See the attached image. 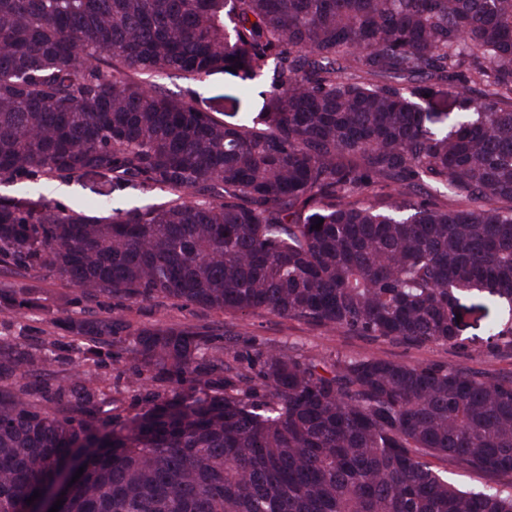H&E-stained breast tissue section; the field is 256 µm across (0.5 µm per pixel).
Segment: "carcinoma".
Wrapping results in <instances>:
<instances>
[{"mask_svg":"<svg viewBox=\"0 0 512 512\" xmlns=\"http://www.w3.org/2000/svg\"><path fill=\"white\" fill-rule=\"evenodd\" d=\"M233 67L226 122L146 78ZM443 96L446 112H426ZM167 193L102 217L0 197V266L73 301L160 300L354 336L512 349V0H0V182ZM321 224L320 229L314 225ZM40 307L0 288V316ZM95 364L164 380L99 413L93 372L24 383L55 342L0 335V512L56 468L59 512H512V376L269 345L192 325L50 319ZM489 478L478 489L432 463Z\"/></svg>","mask_w":512,"mask_h":512,"instance_id":"obj_1","label":"carcinoma"}]
</instances>
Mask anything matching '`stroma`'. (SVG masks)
Listing matches in <instances>:
<instances>
[{"label": "stroma", "mask_w": 512, "mask_h": 512, "mask_svg": "<svg viewBox=\"0 0 512 512\" xmlns=\"http://www.w3.org/2000/svg\"><path fill=\"white\" fill-rule=\"evenodd\" d=\"M155 82L168 92L186 95L195 106L212 112L218 118L236 110H257L262 102L256 91L241 98L240 102H233L232 97L237 94L235 80L221 73L196 81L163 75L156 77ZM0 196L13 198L24 205L80 206L91 215L96 214L97 203L108 196L113 199V207L122 209L160 203L166 198L165 193L159 190L147 194L132 189L113 192L110 180L100 175H89L68 185L43 182L22 187L0 183ZM3 283L33 289L43 305L42 311L12 325H0V332L16 336L17 344L23 350L40 347L50 340L51 328L45 320L46 314L57 315L66 311L82 318L111 315L135 326L154 323L204 326L216 333L217 345L233 351L245 350L252 342L259 341L318 359L339 352L350 356L375 355L396 361L466 367L489 376L512 375V350L498 349L487 342L483 322L475 312L463 316V345L413 346L399 341L350 336L339 330L317 328L273 315H230L155 301L105 298L77 304L73 301L74 289L47 274L29 278L2 269L0 284ZM100 376L103 411L120 417L140 412L144 405L143 396L137 387L132 386V376L124 362L114 363L101 371Z\"/></svg>", "instance_id": "stroma-1"}]
</instances>
